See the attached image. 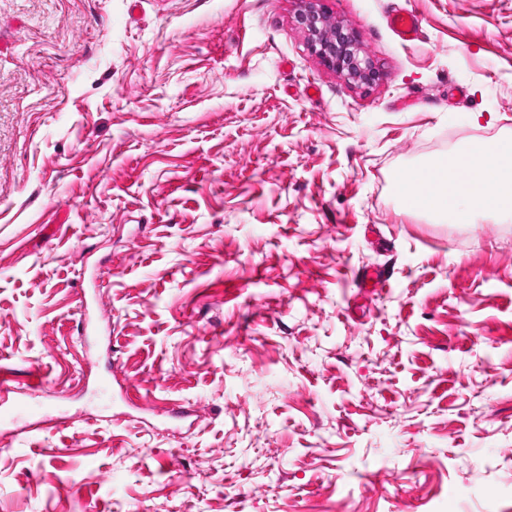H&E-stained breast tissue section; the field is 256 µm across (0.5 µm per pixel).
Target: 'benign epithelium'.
Listing matches in <instances>:
<instances>
[{
  "label": "benign epithelium",
  "instance_id": "benign-epithelium-1",
  "mask_svg": "<svg viewBox=\"0 0 512 512\" xmlns=\"http://www.w3.org/2000/svg\"><path fill=\"white\" fill-rule=\"evenodd\" d=\"M321 0H305L295 13L296 24L309 35L312 52L331 70L358 85H371L380 71L362 49L356 31L339 21L321 5Z\"/></svg>",
  "mask_w": 512,
  "mask_h": 512
}]
</instances>
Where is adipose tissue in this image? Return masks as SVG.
<instances>
[{
    "instance_id": "obj_1",
    "label": "adipose tissue",
    "mask_w": 512,
    "mask_h": 512,
    "mask_svg": "<svg viewBox=\"0 0 512 512\" xmlns=\"http://www.w3.org/2000/svg\"><path fill=\"white\" fill-rule=\"evenodd\" d=\"M396 189L403 209L443 223L512 218V138L475 141L451 160L408 170Z\"/></svg>"
}]
</instances>
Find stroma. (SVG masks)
Masks as SVG:
<instances>
[{"label":"stroma","mask_w":512,"mask_h":512,"mask_svg":"<svg viewBox=\"0 0 512 512\" xmlns=\"http://www.w3.org/2000/svg\"><path fill=\"white\" fill-rule=\"evenodd\" d=\"M323 5L373 86L299 0H0V512H512V220L394 186L512 137V0ZM322 0H307L295 13L296 24L309 35L312 52L331 70L358 85H371L380 71L362 49L356 31L332 21ZM388 23L392 31L402 42L415 41L419 30L418 17L406 10L395 11L388 18Z\"/></svg>","instance_id":"obj_1"}]
</instances>
